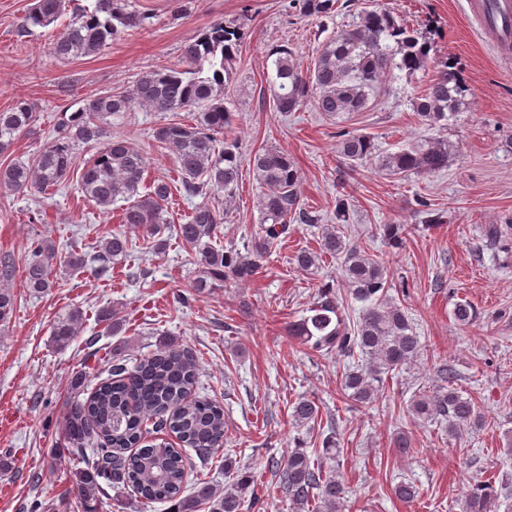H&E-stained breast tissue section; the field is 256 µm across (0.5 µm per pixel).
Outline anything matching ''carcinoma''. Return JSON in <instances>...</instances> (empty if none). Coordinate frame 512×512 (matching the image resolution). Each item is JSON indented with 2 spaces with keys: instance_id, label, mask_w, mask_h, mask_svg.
Listing matches in <instances>:
<instances>
[{
  "instance_id": "cac0c4a2",
  "label": "carcinoma",
  "mask_w": 512,
  "mask_h": 512,
  "mask_svg": "<svg viewBox=\"0 0 512 512\" xmlns=\"http://www.w3.org/2000/svg\"><path fill=\"white\" fill-rule=\"evenodd\" d=\"M310 15L329 16L336 12L337 0H292ZM66 11V0H36L24 17L20 32L46 28ZM146 17L127 10L126 0H96L93 9L74 8L71 19L52 35L51 50L59 60L93 55L121 35L139 32ZM246 32L237 21H220L184 44L181 64L144 71L127 91L93 94L70 114L62 113L52 140L28 163L0 167V190L24 193L47 190L78 174L82 197L104 213L112 204L126 201L121 223L145 231L155 240V249H164L158 239L167 223L163 205L172 187L163 180L145 185L147 157L137 145L112 136L108 117L135 105L152 112L193 111L198 113L192 126L166 123L154 132L157 143L174 155L181 174L184 194L202 197L190 216L175 226L181 245L193 252L202 267L190 288L201 294L221 287L227 281L246 282L261 268V260L287 233L288 224H318L321 217L302 201L300 178L288 152L267 147L252 159L255 180L267 189L258 200L261 232L248 240L244 249L220 244L224 210L209 203L213 195L224 194L232 203L239 186L241 159L238 140L231 137L234 113L231 100L233 63ZM431 44L408 28L397 13L385 9H364L346 28L327 37L309 65L296 62L285 46L274 49V79L269 82L272 108L276 112H296L309 99L316 108L332 117L363 112L371 107L389 77L400 72L409 77L425 70L432 62ZM464 104L461 78L451 60L434 67L431 79L412 99L414 112L425 121L448 120ZM36 120L34 106L24 99L14 101L0 112V153L16 135L31 130ZM106 141L92 158L76 164L80 146ZM339 153L354 169L367 160H376L379 171L388 175L431 174L448 167L452 145L446 140L427 138L396 152L376 154L372 139L347 133L339 142ZM147 187L140 194L141 187ZM342 257L344 278L354 298L369 302L356 325L345 320L343 300L330 284H324L308 308L309 315L288 322L286 335L299 339L312 352L324 356L332 352L364 363L348 368L342 375L341 395L348 402H372L385 384V375L418 358L419 337L410 316L399 306L384 300V268L370 258L361 246L350 244L335 229H326L319 250H300L297 267L313 272L323 256ZM132 257V245L119 231L105 239L94 253L69 252L63 263L72 271H91L101 278L114 265ZM58 249L49 240L35 239L23 270L24 286L32 295H44L56 282L53 261ZM17 298L9 288L0 287V325L7 324ZM475 309L458 303L453 319L467 325L475 319ZM82 312L72 310L58 318L52 331L54 344L62 349L80 334ZM107 376L100 379L90 396L80 400L81 391L68 403L63 430L70 447L84 457L86 469L76 472L82 506L95 512L93 503L107 489L130 488L147 502L169 501L173 512H241L246 496L258 499L253 477L240 474L219 489L209 481L194 482L190 495H184L191 459L184 449H193L205 461L224 447V406L212 400H191L189 393L198 382L199 368L191 352L173 340L156 351L142 355L133 367L126 360L112 357L105 363ZM448 365L435 371V385L414 395L407 411L415 419L448 425V436L476 427L482 415L475 402L453 386ZM295 428L314 430L322 419L320 406L305 397L292 405ZM165 428L179 441L143 445V426ZM324 447L307 451L306 442L297 439L288 456L274 460V480L266 488L269 497L288 502L290 512H346V487L325 469L323 457L339 452L336 442L327 438ZM499 490L492 480H474L462 512H498Z\"/></svg>"
}]
</instances>
